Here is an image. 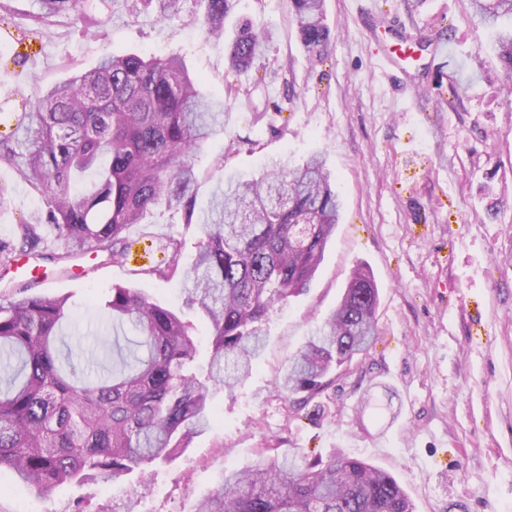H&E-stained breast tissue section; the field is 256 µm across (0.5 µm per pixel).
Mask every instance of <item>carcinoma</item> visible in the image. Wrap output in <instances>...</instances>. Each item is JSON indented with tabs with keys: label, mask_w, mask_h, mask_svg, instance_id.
<instances>
[{
	"label": "carcinoma",
	"mask_w": 512,
	"mask_h": 512,
	"mask_svg": "<svg viewBox=\"0 0 512 512\" xmlns=\"http://www.w3.org/2000/svg\"><path fill=\"white\" fill-rule=\"evenodd\" d=\"M158 17L181 18L182 0H156ZM209 38L224 37L233 0H199ZM309 58L322 60L331 38L324 0H290ZM494 31L498 58L512 76V0H473ZM36 19L84 20L81 0H36ZM264 36L242 25L228 45V73L263 54ZM178 56L107 55L87 72L48 88L13 137L0 139V163L41 194L47 209L20 225L21 251L65 263L86 252L125 255V232L166 208L200 226L196 256L180 264L170 235L164 268L144 271L184 283V306L209 326V355L198 362L192 325L137 288L115 286L103 301L112 327L140 340L112 373L80 375L56 347L68 298L34 294L0 302V469L42 497L93 478L107 484L172 459L211 425L213 398L248 377L264 345L269 313L307 291L338 224L342 202L322 157L276 163L257 178L224 177L208 211L196 213L194 157L224 131V102L205 96ZM98 169L93 190L77 193L74 176ZM52 224L66 251H47ZM378 288L354 269L332 313L288 360L277 395L311 421L317 398L337 371L365 353L376 334ZM191 512H414L389 473L339 448L309 457L270 444L253 465L224 472Z\"/></svg>",
	"instance_id": "obj_1"
}]
</instances>
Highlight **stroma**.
Returning a JSON list of instances; mask_svg holds the SVG:
<instances>
[{
	"label": "stroma",
	"instance_id": "stroma-1",
	"mask_svg": "<svg viewBox=\"0 0 512 512\" xmlns=\"http://www.w3.org/2000/svg\"><path fill=\"white\" fill-rule=\"evenodd\" d=\"M82 9L95 26L40 23L35 0H0V137L72 68L110 54L180 55L226 112L223 132L195 158L197 212L225 171L254 178L270 159L298 164L314 153L344 206L308 291L271 311L258 367L215 396L209 431L145 485L132 474L65 484L46 499L2 468L0 512H190L270 440L365 459L399 481L414 512H512V94L471 0H325L331 43L319 62L300 43L290 0H235L227 29L248 22L267 39L263 57L232 80L225 40L205 37L194 19L199 0H186L183 22L171 25L143 0H84ZM393 24L446 37L447 54L423 51L397 76L384 73L378 58L395 42ZM0 186V242L13 244L45 201L7 164ZM170 235L190 265L198 225L159 208L129 229L125 259L90 254L81 281L58 272L36 285L68 297L61 335L80 337L82 363L110 360L102 302L115 286L181 311L206 339V321L182 307L181 283L148 273L168 264ZM357 266L378 288L377 333L325 392L314 423L281 401L274 381Z\"/></svg>",
	"mask_w": 512,
	"mask_h": 512
}]
</instances>
